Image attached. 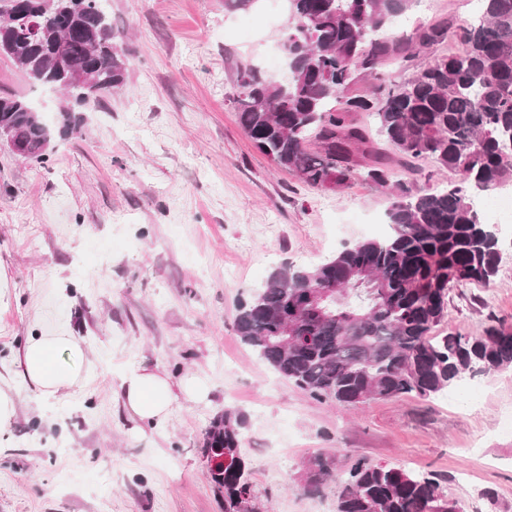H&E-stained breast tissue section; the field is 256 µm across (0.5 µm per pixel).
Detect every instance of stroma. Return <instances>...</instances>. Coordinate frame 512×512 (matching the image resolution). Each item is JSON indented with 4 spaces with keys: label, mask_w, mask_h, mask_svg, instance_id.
Masks as SVG:
<instances>
[{
    "label": "stroma",
    "mask_w": 512,
    "mask_h": 512,
    "mask_svg": "<svg viewBox=\"0 0 512 512\" xmlns=\"http://www.w3.org/2000/svg\"><path fill=\"white\" fill-rule=\"evenodd\" d=\"M479 0H416L396 30L473 17ZM125 37L126 80L55 139L41 162L0 145V512H224L202 459L203 433L239 414L240 455L260 512H336L358 459L435 473L462 512H512V369L436 397L346 406L278 376L235 331L240 300L285 263L313 266L383 236L391 197L359 178L313 188L259 153L229 104L236 71L282 65L285 0L227 11L224 0H109ZM55 123L60 92L0 57V96ZM499 271L448 299V323L481 333L512 323V223L497 227ZM65 332L84 354L80 386L47 398L17 373L35 336ZM148 365L194 376L160 424L139 423L122 377ZM323 453L333 477L303 488Z\"/></svg>",
    "instance_id": "obj_1"
}]
</instances>
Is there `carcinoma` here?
I'll return each instance as SVG.
<instances>
[{"mask_svg":"<svg viewBox=\"0 0 512 512\" xmlns=\"http://www.w3.org/2000/svg\"><path fill=\"white\" fill-rule=\"evenodd\" d=\"M471 20L426 23L392 36L385 29L411 0H288L279 36L288 69L277 80L259 66L237 70L228 101L254 144L276 167L311 187L347 186L358 176L393 185L389 231L358 242L312 267L284 264L238 307L235 328L281 377L317 399L356 406L369 399L435 396L477 373L512 368V325L464 335L435 334L451 291L488 285L498 272L499 240L474 200L512 179V0H483ZM62 11L33 31H11L13 60L31 80L63 91L59 134L92 112L102 94L121 88L122 34L98 0H62ZM455 37L464 50L438 53ZM64 45L67 67L93 83L66 81L49 56ZM397 66L400 80L380 68ZM362 76L372 90L355 93ZM372 112L386 153L354 118ZM28 145V159L47 155L41 117L24 101L0 97V130ZM406 168L430 159L455 175L432 190L392 180L391 156ZM240 416L215 417L202 456L224 512H257L250 473L239 454ZM323 454L304 465L305 489L331 478ZM336 512H460L439 479L358 460L343 481Z\"/></svg>","mask_w":512,"mask_h":512,"instance_id":"cac0c4a2","label":"carcinoma"}]
</instances>
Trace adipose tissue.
I'll return each instance as SVG.
<instances>
[{
    "label": "adipose tissue",
    "instance_id": "obj_1",
    "mask_svg": "<svg viewBox=\"0 0 512 512\" xmlns=\"http://www.w3.org/2000/svg\"><path fill=\"white\" fill-rule=\"evenodd\" d=\"M82 363V349L74 337L65 333L39 336L25 346L19 375L42 395L53 396L82 383ZM206 393L198 379H188L176 388L165 374L146 367L128 372L120 383L124 407L139 421L152 424L168 417L177 395L197 400Z\"/></svg>",
    "mask_w": 512,
    "mask_h": 512
}]
</instances>
